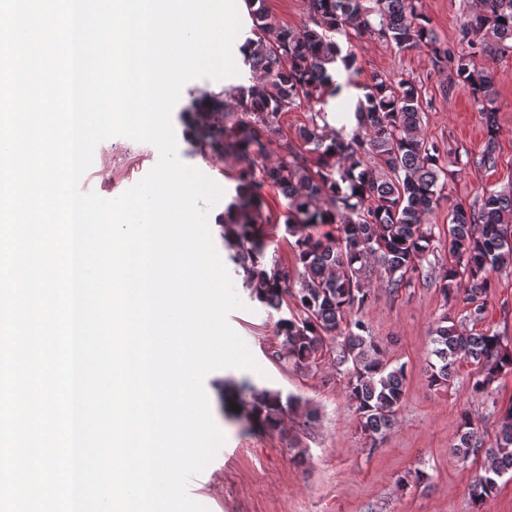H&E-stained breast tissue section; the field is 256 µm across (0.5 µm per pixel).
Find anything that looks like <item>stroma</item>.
Instances as JSON below:
<instances>
[{
	"label": "stroma",
	"mask_w": 512,
	"mask_h": 512,
	"mask_svg": "<svg viewBox=\"0 0 512 512\" xmlns=\"http://www.w3.org/2000/svg\"><path fill=\"white\" fill-rule=\"evenodd\" d=\"M422 11L437 35L459 48V26L474 6L473 0H421ZM242 27L233 56L238 76L215 81L195 79L182 89L171 113L180 159L198 168L232 195L237 174L233 158L203 149L188 120L192 104L215 110H235L233 87L249 84L251 73L240 51L250 35L247 5H240ZM343 52L356 58V71L346 72L348 98L333 96L325 104H302L280 117L285 135L295 137L312 112L323 111L330 127L340 128L336 115L353 111L362 97L361 86L371 74L399 75L415 80L429 106L423 134L444 150L450 172L444 197L427 216L430 224L446 226L454 206H475L483 193L512 192V50L479 55L474 62L489 71L497 90L496 162H480L488 139L482 114L463 86H449V68L432 63L427 46L411 50L350 28L333 34ZM158 150L149 143L125 137L101 142L94 161L81 179V187L110 199L140 181L157 163ZM263 214L269 222L267 263L293 266V240L284 230L286 201L273 186L263 190ZM234 288L244 310L233 311L228 321L244 340L261 367L260 372L220 369L204 380L211 396V412L223 432V449L189 488L190 496L209 512H472L468 488L481 471V459L460 461L450 451L457 436L460 410L474 416L486 442L498 429L494 406L512 402V373L501 375L488 393L472 394L469 379L474 366L459 360L449 387L436 389L427 381L431 330L447 309L440 289L420 280L394 293L373 281L369 304L360 317L384 346L390 364L405 365L406 394L396 422L381 442L362 433L359 419L347 397V375L327 353L316 366L299 369L280 360L276 323L290 314L289 307L273 310L251 300L243 276L231 271ZM493 287L487 298L483 328L503 336L512 345V267L492 272ZM271 389L299 396L301 402L272 431L249 429L231 414L232 406H246L251 388ZM425 480H416V473Z\"/></svg>",
	"instance_id": "1"
}]
</instances>
